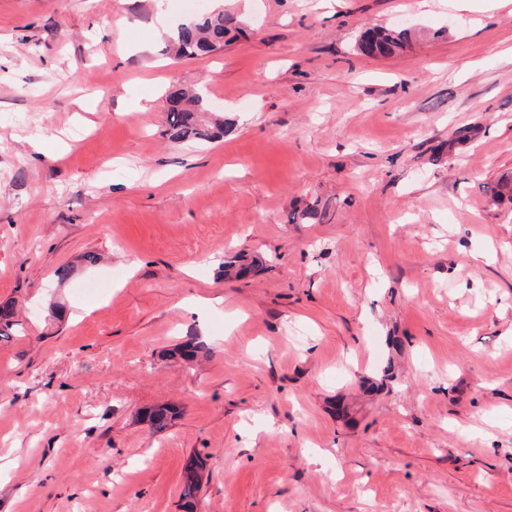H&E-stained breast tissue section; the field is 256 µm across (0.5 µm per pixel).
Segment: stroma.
I'll use <instances>...</instances> for the list:
<instances>
[{
    "instance_id": "obj_1",
    "label": "stroma",
    "mask_w": 512,
    "mask_h": 512,
    "mask_svg": "<svg viewBox=\"0 0 512 512\" xmlns=\"http://www.w3.org/2000/svg\"><path fill=\"white\" fill-rule=\"evenodd\" d=\"M510 179L512 0H0V512H512ZM239 28V19L226 11L212 12L178 27L173 39L175 56L200 57L224 48L225 38ZM367 51H361L373 56H387L393 53L392 47L398 48L401 44V37L388 30H373L364 35ZM180 98L184 108L179 112H168V134L174 140L190 142H211L224 135V119L211 118L206 122L202 117L212 114L208 108V98L202 92L189 93L172 87L168 94L169 102ZM175 417V408L171 405H160L144 412V419L155 432L166 430ZM201 469H203V463H196L192 465L188 469L186 480L183 484L181 500L184 501V504L182 507L188 511H193L195 506V498L199 491L201 481Z\"/></svg>"
}]
</instances>
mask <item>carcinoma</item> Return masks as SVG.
<instances>
[{
  "instance_id": "obj_1",
  "label": "carcinoma",
  "mask_w": 512,
  "mask_h": 512,
  "mask_svg": "<svg viewBox=\"0 0 512 512\" xmlns=\"http://www.w3.org/2000/svg\"><path fill=\"white\" fill-rule=\"evenodd\" d=\"M239 28V19L226 11L212 12L190 24L178 27L173 39L175 56L200 57L209 55L224 48L228 34ZM367 54L387 56L393 49L400 46L401 37L388 30H373L363 37ZM181 99L184 108L179 112L168 113V134L174 140L190 142H210L224 135V121L214 118L203 120L210 113L208 98L202 92L189 93L183 89L171 88L168 100ZM22 323L15 319L9 307L0 308V339L10 338L19 332ZM175 417V408L171 405H160L144 412V419L156 432L166 430ZM203 464L192 465L187 472L183 484L181 500L183 508L191 512L195 506V498L199 491Z\"/></svg>"
}]
</instances>
